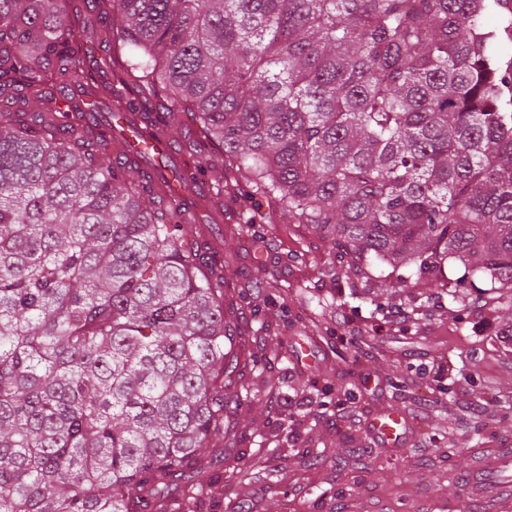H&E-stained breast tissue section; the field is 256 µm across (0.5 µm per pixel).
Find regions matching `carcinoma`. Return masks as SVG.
<instances>
[{
    "instance_id": "obj_1",
    "label": "carcinoma",
    "mask_w": 512,
    "mask_h": 512,
    "mask_svg": "<svg viewBox=\"0 0 512 512\" xmlns=\"http://www.w3.org/2000/svg\"><path fill=\"white\" fill-rule=\"evenodd\" d=\"M502 2L0 0V512H146L231 432L224 265L162 164L105 161L115 112L195 127L191 192L216 169L401 280L512 290ZM487 26L495 30L496 37L492 44V55L499 77L502 79L501 105L506 112H511L512 105V12L500 7L485 17Z\"/></svg>"
}]
</instances>
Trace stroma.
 <instances>
[{
  "instance_id": "obj_1",
  "label": "stroma",
  "mask_w": 512,
  "mask_h": 512,
  "mask_svg": "<svg viewBox=\"0 0 512 512\" xmlns=\"http://www.w3.org/2000/svg\"><path fill=\"white\" fill-rule=\"evenodd\" d=\"M485 23L508 111L512 12ZM270 210L242 182L202 227L256 361L231 388L235 438L190 491L196 512H462L464 477L512 441V310L485 288L381 275ZM401 303L422 319L394 323ZM388 410L407 436L371 445L369 423Z\"/></svg>"
}]
</instances>
